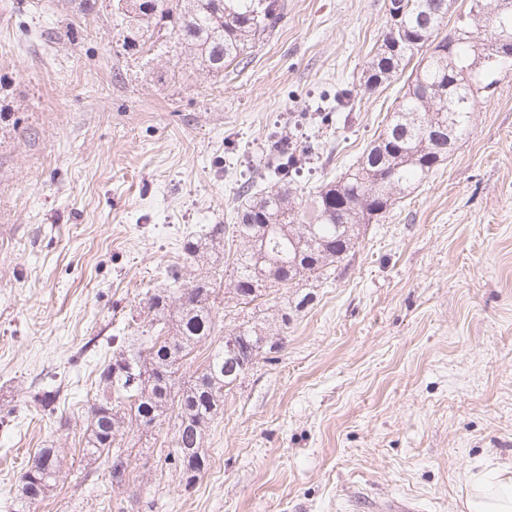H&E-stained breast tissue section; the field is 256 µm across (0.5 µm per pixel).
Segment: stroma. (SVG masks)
Returning <instances> with one entry per match:
<instances>
[{"label":"stroma","mask_w":512,"mask_h":512,"mask_svg":"<svg viewBox=\"0 0 512 512\" xmlns=\"http://www.w3.org/2000/svg\"><path fill=\"white\" fill-rule=\"evenodd\" d=\"M284 3L219 79L173 49L124 58L110 12L82 25L68 0H0V512L51 446L64 478L36 512H464L466 471L512 466V74L362 226L345 272L288 289L310 297L289 324L276 303L257 313L276 345L225 392L193 488L168 460L171 416L125 426L123 482L81 453L113 337L147 324L187 239L230 223L269 140L319 145L300 181L321 185L405 90L364 84L384 0ZM42 389L53 411L31 403Z\"/></svg>","instance_id":"stroma-1"}]
</instances>
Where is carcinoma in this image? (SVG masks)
<instances>
[{
	"label": "carcinoma",
	"instance_id": "1",
	"mask_svg": "<svg viewBox=\"0 0 512 512\" xmlns=\"http://www.w3.org/2000/svg\"><path fill=\"white\" fill-rule=\"evenodd\" d=\"M85 21L107 6L122 54L137 58L156 43L173 42L213 77L241 62L270 37L281 20L282 0H70ZM387 31L367 62L364 83L375 90L412 67L407 89L377 137L348 169L317 187L306 210L297 211L294 174L302 157L283 144L259 179L239 187L233 224H214L191 238L184 253L192 264L216 265L224 256L230 270L224 289L245 303L295 288L303 281L328 282L353 255L359 226L379 223L448 157V132L469 127L476 103L497 88L505 65L512 66V14L499 16V0H468L448 26V0H399ZM240 241L246 248L231 252ZM168 288L146 298L151 315L139 336L121 338L112 362L98 375L102 396L89 407L84 455H106L112 478L123 481L130 454L118 441L125 423L149 430L175 412L168 459L180 469L185 487L195 485L208 465L203 432L224 408V392L244 377L274 344L264 326L233 321L222 341L178 385L176 367L216 328V275L193 277L184 265L167 271ZM56 449L39 450L20 476L13 512H31L60 480Z\"/></svg>",
	"mask_w": 512,
	"mask_h": 512
}]
</instances>
